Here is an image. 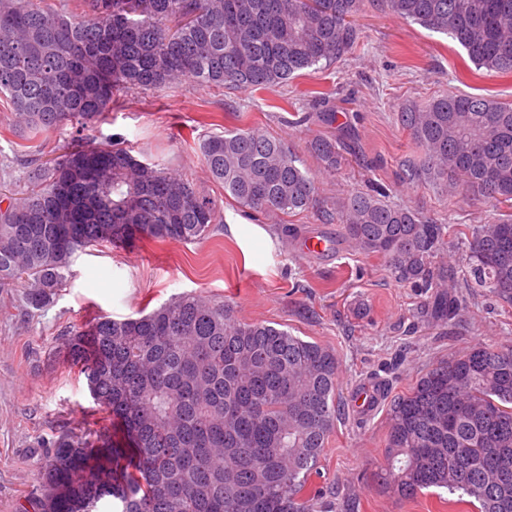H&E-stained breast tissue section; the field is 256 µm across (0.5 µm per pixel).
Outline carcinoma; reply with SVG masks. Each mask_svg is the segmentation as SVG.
Wrapping results in <instances>:
<instances>
[{
    "label": "carcinoma",
    "instance_id": "carcinoma-1",
    "mask_svg": "<svg viewBox=\"0 0 512 512\" xmlns=\"http://www.w3.org/2000/svg\"><path fill=\"white\" fill-rule=\"evenodd\" d=\"M62 13L0 0V100L13 133L33 140L68 125L92 131L120 90L185 78L202 87L266 90L358 50L366 0H68ZM402 19L447 34L477 69L512 77V0H385ZM424 149L418 171L444 191L512 201V104L450 93L397 115ZM201 161L240 207L280 221L313 210L315 176L278 138L249 126L202 138ZM323 171L345 161L343 135L312 139ZM25 190L0 192V291L22 287L34 309L67 285L73 253L135 237L204 238L217 215L185 175L128 147L83 145L37 160ZM361 254L384 258L395 280L425 292L426 315L450 323L467 309L460 288L512 304V214L447 224L385 197L331 204ZM461 240L459 271L444 260ZM94 357L84 360L86 347ZM104 421L121 422L138 459L111 489L84 462L106 444L98 428L66 429L33 512H311L309 481L337 419L333 350L197 292L136 318L99 319L65 339ZM512 350L487 345L441 362L390 401L382 487L400 498L426 489L468 497L476 512H512Z\"/></svg>",
    "mask_w": 512,
    "mask_h": 512
}]
</instances>
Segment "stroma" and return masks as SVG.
Returning a JSON list of instances; mask_svg holds the SVG:
<instances>
[{"label":"stroma","instance_id":"obj_1","mask_svg":"<svg viewBox=\"0 0 512 512\" xmlns=\"http://www.w3.org/2000/svg\"><path fill=\"white\" fill-rule=\"evenodd\" d=\"M357 24L365 41L361 51L282 87L228 90L186 80L145 94L121 92L120 106L94 130V145L107 146L119 136L141 161L193 178L210 196L219 222L193 243L137 238L76 251L66 287L41 310L27 309L23 289L0 292V512H22L41 491L50 451L34 447L35 437L95 418L87 381L63 346L68 332L90 333L99 318L134 317L185 292L224 301L242 320L275 325L336 353L337 397L345 410L327 436L320 475L312 480L319 492L313 512H475L470 503L449 501L444 489L409 499L383 492L377 473L385 456L388 405L379 403L360 417L352 399L372 377L383 380L390 394H401L436 363L476 345L512 348V305L484 294L455 323L429 322L424 294L396 282L380 258L341 242L340 224L313 215L291 218L272 252L246 255L223 227L242 209L225 199L197 150L204 136L243 123L305 155L308 141L329 129L293 125L283 97L315 89L357 142L339 170L319 173L321 199L335 202L381 185L391 202L431 216L449 210L461 224H483L511 212L506 203L443 198L430 174L404 182L423 151L397 114L451 92L512 104V79L467 74L465 52L456 42L386 8L366 9ZM239 106L245 113L238 120L232 110ZM11 121V113L0 109V190L18 191L25 186L28 143L8 132ZM315 233L325 236L330 250L301 255V241Z\"/></svg>","mask_w":512,"mask_h":512}]
</instances>
